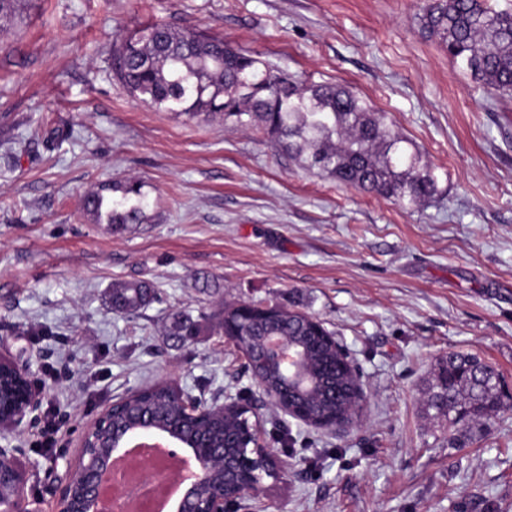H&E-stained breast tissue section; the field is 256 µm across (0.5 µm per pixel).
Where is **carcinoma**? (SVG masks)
Returning a JSON list of instances; mask_svg holds the SVG:
<instances>
[{"label":"carcinoma","instance_id":"obj_1","mask_svg":"<svg viewBox=\"0 0 512 512\" xmlns=\"http://www.w3.org/2000/svg\"><path fill=\"white\" fill-rule=\"evenodd\" d=\"M24 0H0V20L20 16ZM421 24L439 40L455 66L473 80L501 95H512V11L496 10L488 0H425ZM114 76L127 90L159 109L191 118L221 115L231 128L256 127L303 167L322 177L393 200L407 210L418 209L441 196L438 177L421 164L413 142L385 121L366 99L333 84L303 86L287 72L238 50L223 39L193 30L152 25L120 36L113 45ZM106 190L121 193L114 200L103 193L84 200V209L109 224H136L142 220L141 185L114 183ZM155 289L143 281L112 286V310L135 314L148 306ZM310 314L278 308L242 322L243 335L257 337L278 332L302 346L312 390H288L279 366L259 363L257 372L266 387L289 392L294 403L312 412L340 416L354 402L352 381L340 367L341 347L323 338ZM200 327L177 314L170 335L187 339ZM500 375L476 356L450 353L426 388L425 408L448 423L480 432L492 414L512 409V396L503 392ZM250 413L234 406L204 417L181 413L173 393L155 382L127 396L113 413L112 434L141 425L174 430L193 443L211 449L216 470L202 494L242 499L233 472H224V458L244 452L241 425Z\"/></svg>","mask_w":512,"mask_h":512}]
</instances>
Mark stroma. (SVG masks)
Instances as JSON below:
<instances>
[{"label":"stroma","mask_w":512,"mask_h":512,"mask_svg":"<svg viewBox=\"0 0 512 512\" xmlns=\"http://www.w3.org/2000/svg\"><path fill=\"white\" fill-rule=\"evenodd\" d=\"M423 0H30L0 27V349L63 420L0 436L24 495L53 512L87 424L160 379L206 402L247 390L285 466L236 512H512V411L448 445L423 389L452 352L512 387V95L457 70L420 22ZM195 29L304 84L333 82L386 113L443 192L415 212L315 175L262 132L191 119L131 95L118 30ZM138 181L137 224L83 200ZM158 299L113 313V283ZM267 301L335 333L367 394L336 436L273 410L209 314ZM197 336L168 335L173 314ZM61 376L44 382L47 366ZM61 420L57 410L48 404L45 411L44 424L40 432V445L47 451L57 448L60 441Z\"/></svg>","instance_id":"obj_1"}]
</instances>
